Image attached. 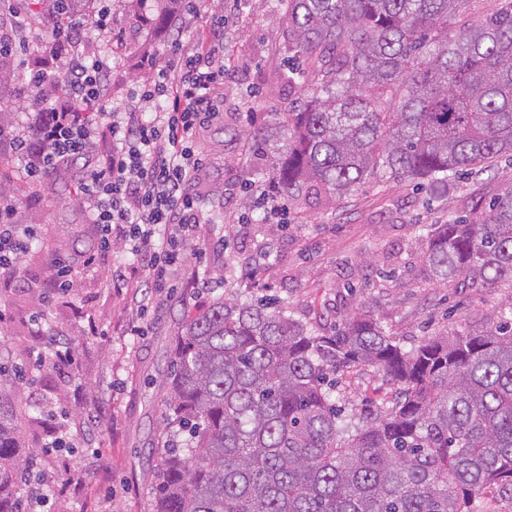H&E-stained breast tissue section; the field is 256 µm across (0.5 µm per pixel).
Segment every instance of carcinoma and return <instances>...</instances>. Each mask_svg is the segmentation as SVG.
<instances>
[{"label": "carcinoma", "instance_id": "1", "mask_svg": "<svg viewBox=\"0 0 512 512\" xmlns=\"http://www.w3.org/2000/svg\"><path fill=\"white\" fill-rule=\"evenodd\" d=\"M288 149L272 162L288 202L337 204L363 180L443 183L512 157V0L479 17L466 0H284ZM316 96L293 86L300 64ZM421 260L439 287H512V184L471 217L438 224ZM358 367L394 387L390 405L347 413L337 377ZM17 369L0 363V512H20L40 455L22 446ZM167 424L155 512H475L512 486V316L406 351L381 322L348 313L316 334L271 302L219 297L185 312L161 381Z\"/></svg>", "mask_w": 512, "mask_h": 512}]
</instances>
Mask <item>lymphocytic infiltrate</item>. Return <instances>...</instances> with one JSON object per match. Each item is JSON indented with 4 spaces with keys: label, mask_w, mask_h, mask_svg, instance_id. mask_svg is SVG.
I'll use <instances>...</instances> for the list:
<instances>
[{
    "label": "lymphocytic infiltrate",
    "mask_w": 512,
    "mask_h": 512,
    "mask_svg": "<svg viewBox=\"0 0 512 512\" xmlns=\"http://www.w3.org/2000/svg\"><path fill=\"white\" fill-rule=\"evenodd\" d=\"M85 23L72 16L40 38L18 24L0 30V60L29 51L66 56L62 78L31 69L28 87L36 92L35 120L26 134L0 128V144L23 161L31 180L79 159L84 172L81 198L101 232L102 249L113 237L124 240L144 280L134 281L131 297L147 308L152 292L164 288L171 268L182 264L184 248L206 217L194 186L203 167L197 149L203 126L220 113L219 80L224 66L226 21L210 25L194 42L174 40L172 55L157 67L154 84L139 89L124 111L110 110L106 64L82 51ZM112 138L103 156L90 151L100 126ZM14 203L0 204V274L16 272L33 236L15 223Z\"/></svg>",
    "instance_id": "1"
}]
</instances>
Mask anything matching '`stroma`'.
Here are the masks:
<instances>
[{
    "instance_id": "obj_1",
    "label": "stroma",
    "mask_w": 512,
    "mask_h": 512,
    "mask_svg": "<svg viewBox=\"0 0 512 512\" xmlns=\"http://www.w3.org/2000/svg\"><path fill=\"white\" fill-rule=\"evenodd\" d=\"M0 21L21 19L36 33L51 30V0H11ZM228 16L224 58L232 78L224 84V110L200 132L204 167L195 186L204 212L220 211L219 224H201L174 269L170 286L155 293L146 311L130 299L139 275L121 244L102 250L98 230L88 228L77 193L78 171L64 180L34 185L22 163L0 152V184L13 187L18 223L32 225L49 248L24 257L27 282L19 288L0 276V363L24 364L48 350L49 339L66 343L77 363L42 364L22 384L14 407L26 445L39 449L34 471L54 493L37 512H154L156 450L168 430L159 383L169 341L184 311L231 294L239 301L271 295L288 313L318 333L332 331L344 313L362 309L379 317L404 348L446 332L480 334L512 288L460 284L435 287L420 252L434 224L469 214L512 181V159L498 161L492 176L417 187L409 181L369 178L348 202L330 207L307 197L269 214L272 160L286 150L288 127L277 120L295 99L279 80L288 59V28L281 0H208L200 17H158L152 0L140 10L112 0L106 30L89 28L88 49L111 72L112 103L124 105L155 71L148 59H167L170 37L182 29L194 41L208 22ZM31 60L16 58L0 81L6 124L25 127L33 92L23 79ZM274 125L261 149L247 138ZM71 270L73 286L38 298L53 261ZM142 334H133V327ZM346 403L362 405L392 391L373 370L340 379ZM64 423L68 439L53 447L45 422Z\"/></svg>"
}]
</instances>
